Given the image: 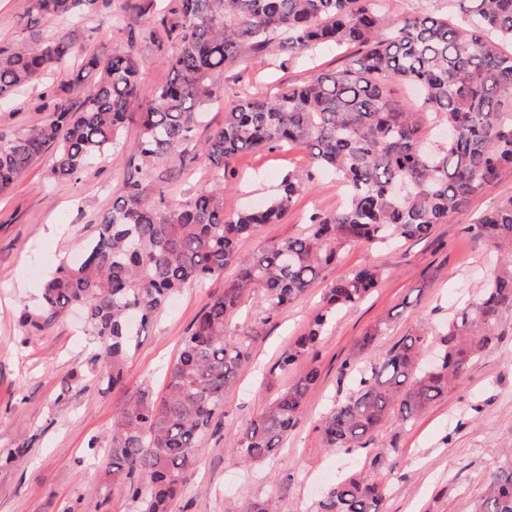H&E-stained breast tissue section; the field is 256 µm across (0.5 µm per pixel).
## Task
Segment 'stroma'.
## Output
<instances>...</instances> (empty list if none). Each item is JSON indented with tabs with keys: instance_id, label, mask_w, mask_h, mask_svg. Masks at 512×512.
Here are the masks:
<instances>
[{
	"instance_id": "1",
	"label": "stroma",
	"mask_w": 512,
	"mask_h": 512,
	"mask_svg": "<svg viewBox=\"0 0 512 512\" xmlns=\"http://www.w3.org/2000/svg\"><path fill=\"white\" fill-rule=\"evenodd\" d=\"M175 0H103L93 15L79 18L84 49L105 56L133 48L140 63L143 95L165 83V57L175 52L171 34L179 16ZM54 19L28 24L20 0H0V45H33L37 31L59 29ZM347 53L323 49L314 56L277 52L263 63L245 57L224 71L219 100L195 130L203 142L224 121V105L246 89L274 93L284 84H301L317 73L344 65ZM79 59L55 74L0 102V133L12 134L39 119L42 95L75 79ZM138 128L127 122L121 146L95 161L76 183L48 181L51 155H44L7 192L0 194V451L27 445V452L0 467V512H137L121 485L106 487L109 460L104 448L115 410L133 400L139 388L161 392L167 366L176 358L202 306L230 281L234 268L204 284L183 288L174 302L138 337L127 356L126 385L106 390L94 380L67 384L70 372L89 369L101 346L84 331V320L70 315L50 329L27 334L17 322L22 306H37L38 283L64 253L78 252L93 235L125 180L133 171ZM309 159L298 148L261 151L238 158L227 177L226 213L258 204ZM512 196V170L471 198L466 208L434 225L422 239L387 249L362 244L346 248L338 265L324 267L305 296L288 310L266 317L258 296H251L228 324V335L256 328L250 356L224 394L202 438L201 452L186 474L171 512H241L246 500L274 494L278 512H310L333 479L359 467L375 449L391 454L380 472L389 491L384 512H472L489 471L512 444V313L504 315L499 340L467 369L459 388L449 392L408 424L389 421L371 447L351 453L328 450L319 423L335 402L352 390L343 365L352 360L362 336L380 329L377 354L402 336L440 331L452 309L474 298L486 270V249L473 241L467 224L499 199ZM342 199L335 179L319 182L296 200L279 224H268L238 246L239 261L261 248L299 235L310 214L335 211ZM365 264L381 267V284L363 302L341 312L316 347L321 376L307 395L300 420L284 437L275 456L252 465L239 462V436L257 417L266 399L286 390L299 368L275 370L279 353L307 326L324 290L344 272ZM100 448L89 449L90 439Z\"/></svg>"
}]
</instances>
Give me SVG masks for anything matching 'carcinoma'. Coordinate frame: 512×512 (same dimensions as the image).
Listing matches in <instances>:
<instances>
[{
    "label": "carcinoma",
    "mask_w": 512,
    "mask_h": 512,
    "mask_svg": "<svg viewBox=\"0 0 512 512\" xmlns=\"http://www.w3.org/2000/svg\"><path fill=\"white\" fill-rule=\"evenodd\" d=\"M461 22L415 14L386 24L375 0H178V48L165 60L167 81L141 97L139 63L130 49L104 58L86 53L75 86L48 92L47 118L0 136V192L34 160L54 152L48 179L77 181L96 159L119 146L137 114L135 174L96 225L83 259L66 258L40 285L41 300L23 307L20 326L42 332L74 306L102 351L96 381L125 383L126 355L141 331L192 282L224 273L237 247L265 224H278L300 192L321 172L345 189L343 205L313 213L305 230L262 248L238 266L224 289L201 308L164 377V394L142 391L113 419L105 484L128 474L141 512H170L201 438L224 405V392L249 357L255 329L229 336L226 325L244 299L259 293L265 312L296 303L338 262L351 243L389 246L426 237L434 225L465 208L512 167V0H454ZM99 0H25L29 19L92 15ZM76 27L48 33L42 45L0 47V100L57 71L82 46ZM324 47L356 48L345 67L319 73L265 97L239 95L224 108V123L201 144L211 171L195 194L173 202L165 184L188 155L201 111L218 95L224 69L242 56L262 61L273 49L312 55ZM93 78L91 84L84 81ZM395 84L424 94L426 111L403 109ZM297 146L307 169L283 178L264 204L224 213L226 171L246 152ZM400 181L412 190L392 192ZM470 237L504 254L486 272L480 292L458 305L435 336L402 337L374 357L377 336L358 342L354 389L321 420L323 444L338 452L364 448L395 417L406 424L462 384L472 361L500 336L512 311V196L500 199L467 226ZM384 277L378 266L342 274L327 288L306 330L285 349L275 369L309 357L342 310L364 300ZM319 373L309 365L285 391L267 400L241 433L240 459L275 454L300 417ZM390 451L330 485L318 512H383L388 486L377 472ZM242 512H277L267 496ZM475 512H512V450L487 475Z\"/></svg>",
    "instance_id": "obj_1"
}]
</instances>
